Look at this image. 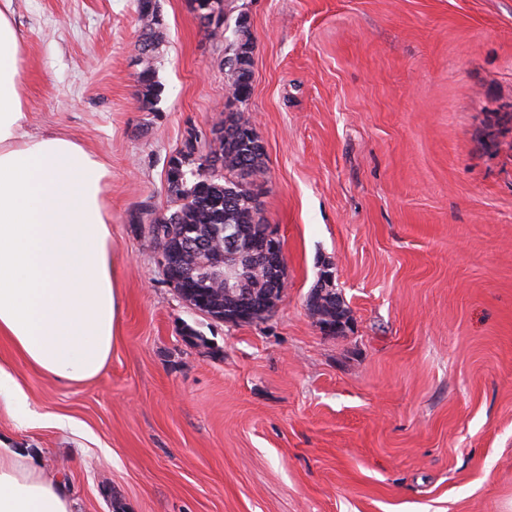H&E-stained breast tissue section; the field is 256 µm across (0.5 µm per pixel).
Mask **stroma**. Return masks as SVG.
Wrapping results in <instances>:
<instances>
[{
    "label": "stroma",
    "instance_id": "1",
    "mask_svg": "<svg viewBox=\"0 0 512 512\" xmlns=\"http://www.w3.org/2000/svg\"><path fill=\"white\" fill-rule=\"evenodd\" d=\"M12 10L28 130L110 169L121 312L85 382L0 338L32 407L74 421L21 427L0 404V440L73 512H512V0H224L218 41L190 0H159L151 111L135 0ZM241 17L287 278L271 317L233 325L181 299L137 218L169 208L189 133L223 123ZM325 267L343 336L306 306ZM149 58L145 59V64L139 72L137 83L139 86L140 103L144 108L153 110L161 94V86L155 79V70L150 64Z\"/></svg>",
    "mask_w": 512,
    "mask_h": 512
}]
</instances>
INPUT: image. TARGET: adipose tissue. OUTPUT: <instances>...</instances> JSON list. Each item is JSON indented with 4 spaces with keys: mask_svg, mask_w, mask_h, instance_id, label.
I'll return each instance as SVG.
<instances>
[{
    "mask_svg": "<svg viewBox=\"0 0 512 512\" xmlns=\"http://www.w3.org/2000/svg\"><path fill=\"white\" fill-rule=\"evenodd\" d=\"M0 0V336L45 376L96 377L117 334L110 171L80 143L26 130L23 43ZM0 401L40 422L0 365ZM71 501L14 449L0 448V512H72Z\"/></svg>",
    "mask_w": 512,
    "mask_h": 512,
    "instance_id": "ef3b65f1",
    "label": "adipose tissue"
}]
</instances>
